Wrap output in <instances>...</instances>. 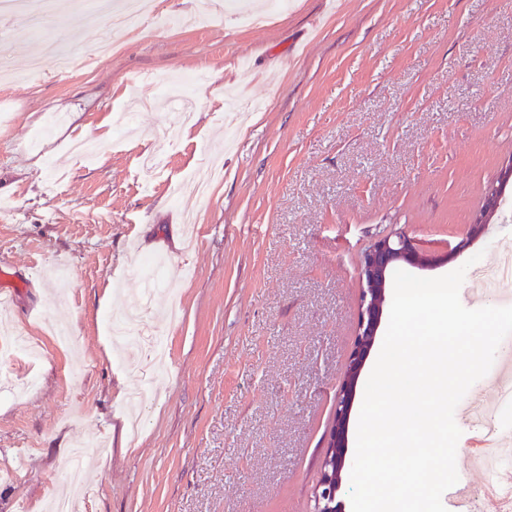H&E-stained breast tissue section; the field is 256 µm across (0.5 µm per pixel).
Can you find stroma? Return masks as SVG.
<instances>
[{
	"mask_svg": "<svg viewBox=\"0 0 512 512\" xmlns=\"http://www.w3.org/2000/svg\"><path fill=\"white\" fill-rule=\"evenodd\" d=\"M107 0L0 24V512H313L362 253L402 232L435 278L512 239V186L462 246L512 158V0H288L261 24L229 0H157L134 31ZM87 70L30 71L44 37ZM164 257L155 357L107 317ZM161 386L130 432L129 394ZM512 180V160L509 159L505 166H502L495 183L489 185L483 195V202L480 209L472 216L471 236H478L485 230L487 224L496 215L502 194Z\"/></svg>",
	"mask_w": 512,
	"mask_h": 512,
	"instance_id": "obj_1",
	"label": "stroma"
}]
</instances>
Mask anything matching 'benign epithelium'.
<instances>
[{
	"mask_svg": "<svg viewBox=\"0 0 512 512\" xmlns=\"http://www.w3.org/2000/svg\"><path fill=\"white\" fill-rule=\"evenodd\" d=\"M511 183L510 159L501 168L496 182L484 191L482 205L472 216V236L483 233L499 209L503 192ZM401 264H421L412 241L402 234L375 241L362 256L359 276L364 288L360 299L356 337L346 370L338 385L334 420L329 428L327 449L316 490V512H346L342 487L345 475L353 466V459L348 456L350 416L360 375L382 324L391 273Z\"/></svg>",
	"mask_w": 512,
	"mask_h": 512,
	"instance_id": "7a95c632",
	"label": "benign epithelium"
}]
</instances>
